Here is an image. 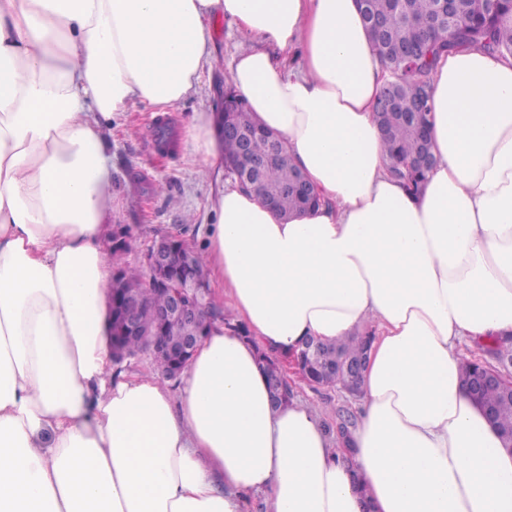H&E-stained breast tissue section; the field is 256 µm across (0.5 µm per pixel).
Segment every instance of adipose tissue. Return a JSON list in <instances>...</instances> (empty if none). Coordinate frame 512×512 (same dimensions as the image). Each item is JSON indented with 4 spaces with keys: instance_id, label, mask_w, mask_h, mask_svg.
Returning a JSON list of instances; mask_svg holds the SVG:
<instances>
[{
    "instance_id": "1",
    "label": "adipose tissue",
    "mask_w": 512,
    "mask_h": 512,
    "mask_svg": "<svg viewBox=\"0 0 512 512\" xmlns=\"http://www.w3.org/2000/svg\"><path fill=\"white\" fill-rule=\"evenodd\" d=\"M228 83L320 206L286 219L218 184L213 323L177 389L112 357L108 132L197 90L213 22ZM389 74L357 0H0V512H512V454L459 366L512 336V58L466 47L431 76L434 165L389 171ZM185 144L221 173L215 115ZM373 341L349 443L275 409L256 359L309 337Z\"/></svg>"
}]
</instances>
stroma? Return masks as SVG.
Instances as JSON below:
<instances>
[{
    "instance_id": "35a3bbf8",
    "label": "stroma",
    "mask_w": 512,
    "mask_h": 512,
    "mask_svg": "<svg viewBox=\"0 0 512 512\" xmlns=\"http://www.w3.org/2000/svg\"><path fill=\"white\" fill-rule=\"evenodd\" d=\"M220 57L205 68L196 93L168 112H149L133 107L123 125L109 137L112 154V223L128 230L133 248L124 261L131 266L145 263L147 248L156 234L181 231L184 238L201 246L208 222L211 184L203 176L200 156L184 150L183 144L163 152L157 149L154 131L168 123L175 136H182L195 113L216 108L217 92L226 80L229 65L241 39L226 20L216 23ZM294 394L321 410L328 426H335L336 412L356 408L357 402L335 389L314 391L295 380Z\"/></svg>"
}]
</instances>
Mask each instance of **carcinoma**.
Listing matches in <instances>:
<instances>
[{"instance_id": "cac0c4a2", "label": "carcinoma", "mask_w": 512, "mask_h": 512, "mask_svg": "<svg viewBox=\"0 0 512 512\" xmlns=\"http://www.w3.org/2000/svg\"><path fill=\"white\" fill-rule=\"evenodd\" d=\"M365 17L368 34L391 80L379 100L392 105L382 109L380 129L389 157V170L417 194L431 166L419 163L429 126V82L439 56L464 46H479L503 57L512 56V0H368ZM224 125L249 139L252 159L261 162L256 188L288 216L314 207L319 199L296 186L300 171L293 165L283 142L259 127L245 102L234 100L232 111L224 113ZM241 156L238 141L224 138V167L235 176ZM133 239L112 231V352L117 361L133 357L156 344H169L184 336L206 335L212 322L220 321L240 336H249L241 324H231L225 306L211 295L201 296L202 308L193 323L182 329L164 327L155 312L168 302L167 294L154 282L146 266L120 263ZM171 280L189 285L207 284L202 253L194 250L189 262L176 267ZM139 313L141 331L127 334L126 317ZM367 350L366 337L359 336L333 344H321V355L304 362L303 368L315 390L344 389L349 378L339 373L337 361L343 356L357 358ZM512 359V344L495 341L482 348L481 360ZM481 402L492 408L499 430L512 428V397L495 388L485 390Z\"/></svg>"}]
</instances>
